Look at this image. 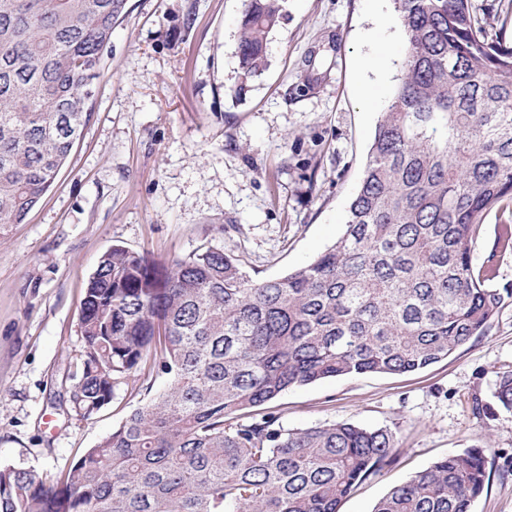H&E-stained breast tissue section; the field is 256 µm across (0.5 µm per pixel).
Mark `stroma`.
<instances>
[{"mask_svg": "<svg viewBox=\"0 0 512 512\" xmlns=\"http://www.w3.org/2000/svg\"><path fill=\"white\" fill-rule=\"evenodd\" d=\"M267 67L241 75L242 0H127L94 83L93 116L49 191L0 236V468L51 481L118 427L165 380L119 381L93 416L70 391L82 374L80 306L119 244L161 264L218 247L258 278L287 274L341 235L406 39L394 0H281ZM386 25L387 44L370 33ZM391 56L387 83L361 91L360 61ZM317 78L315 90L305 76ZM512 372V298L487 333L405 374L290 388L238 414L290 430L325 422L387 427L397 460L339 512H372L391 488L471 447L488 480L473 512H512V413L473 412Z\"/></svg>", "mask_w": 512, "mask_h": 512, "instance_id": "1", "label": "stroma"}]
</instances>
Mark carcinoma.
I'll use <instances>...</instances> for the list:
<instances>
[{"label":"carcinoma","mask_w":512,"mask_h":512,"mask_svg":"<svg viewBox=\"0 0 512 512\" xmlns=\"http://www.w3.org/2000/svg\"><path fill=\"white\" fill-rule=\"evenodd\" d=\"M407 50L376 126L344 232L317 258L257 279L200 248L160 268L115 245L80 310L72 401L98 412L148 364L164 388L53 484L0 469V512H339L396 461L387 428L288 430L232 415L326 378L402 374L486 333L512 289L473 264L492 209L512 203V35L471 0H395ZM126 0H0V232L53 185L91 118L90 101ZM281 0H244L237 56L267 66ZM494 405L512 411V372ZM487 461L469 448L393 487L374 512H471Z\"/></svg>","instance_id":"1"}]
</instances>
